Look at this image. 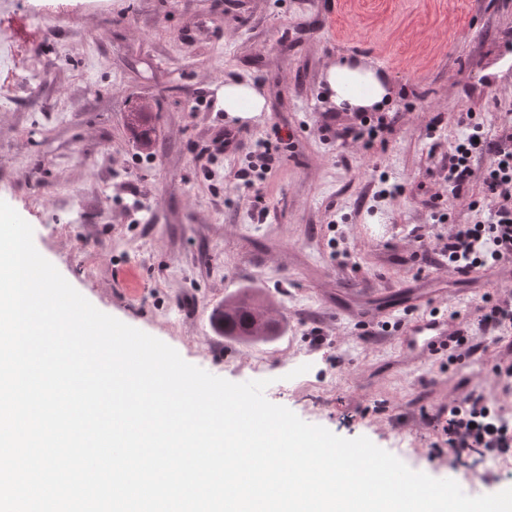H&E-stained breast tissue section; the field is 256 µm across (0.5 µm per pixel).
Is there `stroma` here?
Instances as JSON below:
<instances>
[{
    "label": "stroma",
    "mask_w": 512,
    "mask_h": 512,
    "mask_svg": "<svg viewBox=\"0 0 512 512\" xmlns=\"http://www.w3.org/2000/svg\"><path fill=\"white\" fill-rule=\"evenodd\" d=\"M343 57L392 85L390 104L368 114L392 128L366 146L340 143L361 119L324 95ZM9 71L0 199L97 309L213 375L268 380L271 403L467 495L512 487V472L479 454L453 459L433 422L472 391L512 412L495 373L512 350L474 325L484 299L512 290V263L463 277L435 252L437 235L490 218L492 155L474 160L458 199L448 156L459 114L492 137L512 125V0H93L51 32L27 25ZM228 78L253 81L265 111L228 117ZM145 102L147 151L124 125ZM227 128L239 148L199 160ZM259 141L278 163L258 191L235 188ZM385 181L403 191L374 203ZM243 289L273 302L279 336L245 344L213 329V308ZM452 311L466 344L406 348L407 325Z\"/></svg>",
    "instance_id": "35a3bbf8"
}]
</instances>
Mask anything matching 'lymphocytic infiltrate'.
I'll return each mask as SVG.
<instances>
[{
	"label": "lymphocytic infiltrate",
	"instance_id": "lymphocytic-infiltrate-1",
	"mask_svg": "<svg viewBox=\"0 0 512 512\" xmlns=\"http://www.w3.org/2000/svg\"><path fill=\"white\" fill-rule=\"evenodd\" d=\"M458 123L465 134L448 158V183L454 193L466 190L473 176L474 156L490 151L495 160L483 176L484 189L495 205L485 224H458L439 237L436 249L461 275L502 262H512V125L487 140L481 124L467 117ZM454 457L469 453L512 452V424L479 393L469 392L452 401L441 427Z\"/></svg>",
	"mask_w": 512,
	"mask_h": 512
}]
</instances>
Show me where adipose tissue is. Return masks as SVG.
<instances>
[{
  "instance_id": "1",
  "label": "adipose tissue",
  "mask_w": 512,
  "mask_h": 512,
  "mask_svg": "<svg viewBox=\"0 0 512 512\" xmlns=\"http://www.w3.org/2000/svg\"><path fill=\"white\" fill-rule=\"evenodd\" d=\"M324 89L337 109L349 112L379 110L391 100L390 84L381 71L347 58L326 68ZM264 109L265 99L253 83L236 78L225 81L224 110L229 117L246 121Z\"/></svg>"
}]
</instances>
